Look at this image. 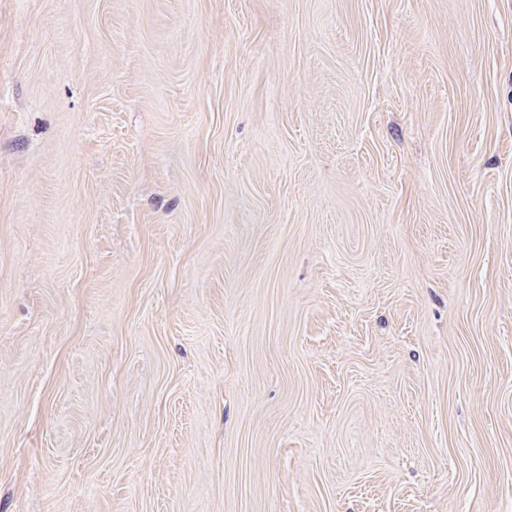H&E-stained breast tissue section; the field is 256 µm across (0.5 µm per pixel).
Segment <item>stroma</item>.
Masks as SVG:
<instances>
[{"instance_id": "obj_1", "label": "stroma", "mask_w": 512, "mask_h": 512, "mask_svg": "<svg viewBox=\"0 0 512 512\" xmlns=\"http://www.w3.org/2000/svg\"><path fill=\"white\" fill-rule=\"evenodd\" d=\"M0 512H512V0H0Z\"/></svg>"}]
</instances>
